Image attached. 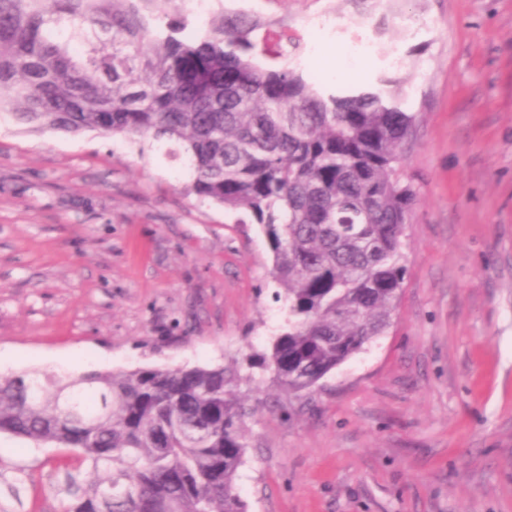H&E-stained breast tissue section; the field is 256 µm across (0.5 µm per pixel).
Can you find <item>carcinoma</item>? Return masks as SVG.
Returning a JSON list of instances; mask_svg holds the SVG:
<instances>
[{
	"mask_svg": "<svg viewBox=\"0 0 512 512\" xmlns=\"http://www.w3.org/2000/svg\"><path fill=\"white\" fill-rule=\"evenodd\" d=\"M173 0H0V112L123 135L187 168L189 193L257 224L288 325L248 367L314 388L390 325L415 201L397 175L415 125L383 72L321 93L258 24L217 13L187 36ZM270 64L261 67L254 58ZM234 368L0 375V434L78 453L67 512H247V408Z\"/></svg>",
	"mask_w": 512,
	"mask_h": 512,
	"instance_id": "carcinoma-1",
	"label": "carcinoma"
}]
</instances>
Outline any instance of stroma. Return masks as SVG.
Listing matches in <instances>:
<instances>
[{
    "label": "stroma",
    "mask_w": 512,
    "mask_h": 512,
    "mask_svg": "<svg viewBox=\"0 0 512 512\" xmlns=\"http://www.w3.org/2000/svg\"><path fill=\"white\" fill-rule=\"evenodd\" d=\"M210 6L320 86L401 62L416 116L392 322L313 391L240 384L248 512H512V0ZM271 267L160 150L0 116V374L245 365L288 323ZM71 455L0 434V512H66Z\"/></svg>",
    "instance_id": "stroma-1"
}]
</instances>
